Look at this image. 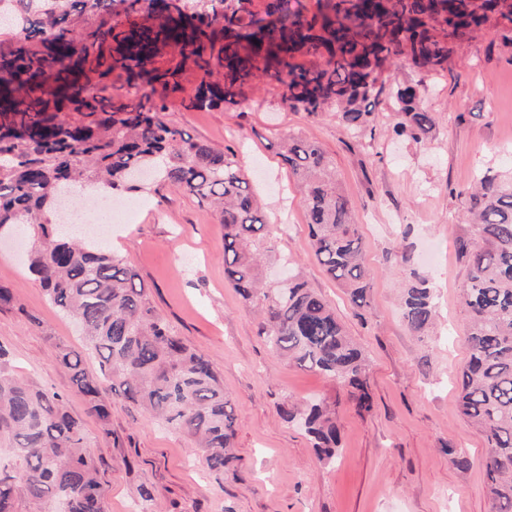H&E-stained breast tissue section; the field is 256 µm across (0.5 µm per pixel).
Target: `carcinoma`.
Returning <instances> with one entry per match:
<instances>
[{
	"instance_id": "carcinoma-1",
	"label": "carcinoma",
	"mask_w": 512,
	"mask_h": 512,
	"mask_svg": "<svg viewBox=\"0 0 512 512\" xmlns=\"http://www.w3.org/2000/svg\"><path fill=\"white\" fill-rule=\"evenodd\" d=\"M116 0H0V233L29 225V273L48 300L81 327L85 350L57 343L54 362L86 398L88 411L110 433L109 391L161 419L194 445L217 477L235 476L236 415L212 363L187 346L163 318L137 273L110 246L62 234L55 222L62 192H134L147 171L208 201L224 226V280L260 314L258 336L276 355L336 383L358 412L372 410L368 360L334 309L298 275L265 287L263 258L272 252L271 224L230 147L220 151L168 119L156 86L175 89L187 60L218 81L207 83L188 109L233 101L242 84L274 79L283 103L311 116L336 113L358 135L375 122L369 109L378 77L373 67L400 57L433 70L450 46L492 21L512 17L505 0H325L311 18L288 13V0H266L257 18L243 0H181L199 19L182 24L152 11L146 23L90 22L114 12ZM170 58L148 68L164 50ZM298 55L318 61L297 68ZM118 71L133 95L105 109L108 74ZM399 121L391 133L423 141L435 116L416 88L397 83ZM281 156L299 183L314 256L344 288L357 316L371 309L372 279L350 202L332 161L318 143L289 138ZM475 238L458 256L466 277L469 360L457 380V409L483 434L488 512H512V178L487 173L467 192ZM402 318L422 336L436 315L428 280L412 275L402 291ZM299 423L320 460H336L341 432L336 402L280 407ZM0 512H106L98 463L81 424L63 397L19 376L0 345Z\"/></svg>"
}]
</instances>
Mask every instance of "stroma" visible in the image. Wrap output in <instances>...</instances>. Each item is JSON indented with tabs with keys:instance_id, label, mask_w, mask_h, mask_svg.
<instances>
[{
	"instance_id": "1",
	"label": "stroma",
	"mask_w": 512,
	"mask_h": 512,
	"mask_svg": "<svg viewBox=\"0 0 512 512\" xmlns=\"http://www.w3.org/2000/svg\"><path fill=\"white\" fill-rule=\"evenodd\" d=\"M504 32L491 23L454 46L436 71L387 63L376 85V128L356 139L334 113L285 106L274 81L243 85L222 107L192 110L207 76L189 64L178 88L163 92L172 122L217 148L234 146L272 226L274 261L288 260L329 301L370 363L374 410L362 415L333 382L263 343L257 315L224 281V228L205 200L157 180L117 195L130 216H113L104 237L136 270L157 311L218 373L237 417L238 478L217 482L194 463L183 434L121 397L111 396V425L102 430L52 358L53 344L82 348L75 324L30 276L23 243L0 246V284L15 294L12 307L0 308V344L21 376L64 396L99 462L106 512H487L486 443L455 405L456 377L468 359L456 240L473 231L460 190L489 169L512 177V48L502 45ZM406 79L420 83V104L436 117L420 143L384 132L394 111L391 86ZM288 136L323 148L351 202L372 275L366 318L312 253L305 209L279 156ZM415 270L427 276L437 306L421 339L399 309ZM319 397L336 401L342 435L328 465L278 412L279 404ZM446 444L464 450V467L449 464ZM144 487L151 503L140 497Z\"/></svg>"
}]
</instances>
